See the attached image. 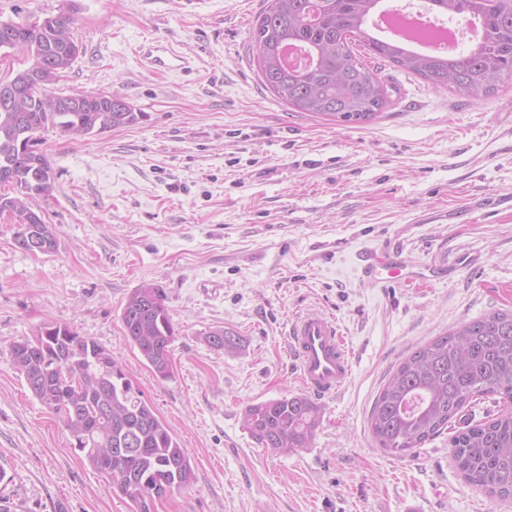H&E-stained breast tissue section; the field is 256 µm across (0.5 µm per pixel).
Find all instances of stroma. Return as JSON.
<instances>
[{
  "label": "stroma",
  "mask_w": 512,
  "mask_h": 512,
  "mask_svg": "<svg viewBox=\"0 0 512 512\" xmlns=\"http://www.w3.org/2000/svg\"><path fill=\"white\" fill-rule=\"evenodd\" d=\"M82 52L56 92L111 93L139 124L71 139L40 131L55 171L38 205L57 249L16 248L0 219V495L11 512H130L81 459L9 359L47 321L102 344L188 452L190 490L154 512H512L458 472L447 435L405 456L369 416L428 339L512 311V85L473 97L388 62L390 106L361 127L296 112L260 82L252 27L267 0H77ZM172 40L193 71L149 73ZM397 257L419 287L390 281ZM163 288L178 331L158 379L125 338L130 293ZM333 316L353 369L321 400L310 447L283 455L244 430L249 405L303 394L288 349L304 311ZM221 328L234 353L204 341Z\"/></svg>",
  "instance_id": "35a3bbf8"
}]
</instances>
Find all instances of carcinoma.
<instances>
[{
	"label": "carcinoma",
	"mask_w": 512,
	"mask_h": 512,
	"mask_svg": "<svg viewBox=\"0 0 512 512\" xmlns=\"http://www.w3.org/2000/svg\"><path fill=\"white\" fill-rule=\"evenodd\" d=\"M430 2L450 19L477 25L481 38L475 46L439 56L407 49L402 35L379 40L367 33L379 0H269L253 26L260 81L298 112L353 126L371 122L390 104L387 86L356 57L358 40L373 55L438 88L478 97L512 82V0ZM76 11L68 7L42 23L27 24L15 45L26 54L22 69L41 71L52 85L72 67L63 39L70 36ZM289 46L302 50L311 63L302 68L285 64ZM83 97L88 104L66 108L40 89L26 96L22 112L0 104V207H14L13 240L23 251L30 241L39 243L44 254L56 249L51 225L34 210L55 182L37 133L51 127L73 138L101 135L145 118L115 95ZM121 320L124 335L146 365L156 377L168 378L176 329L163 289L151 283L135 289ZM37 336V346L27 345L26 337L13 342L11 367L63 423L88 465L99 473L112 470V489L130 501L132 512H152L155 500L190 489L195 478L191 458L106 348L65 323H45ZM205 341L216 351L241 348L240 337L224 329L207 332ZM62 367L79 383L61 381ZM488 395L502 399L498 415L466 425L449 444L467 482L491 497L512 498V313L463 323L408 355L376 398L370 431L382 450L407 455L447 430L465 406ZM319 422L320 409L299 395L252 404L243 415L251 438L280 454L309 447Z\"/></svg>",
	"instance_id": "carcinoma-1"
}]
</instances>
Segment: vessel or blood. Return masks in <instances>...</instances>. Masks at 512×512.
<instances>
[{
	"mask_svg": "<svg viewBox=\"0 0 512 512\" xmlns=\"http://www.w3.org/2000/svg\"><path fill=\"white\" fill-rule=\"evenodd\" d=\"M140 56L148 70H186L187 58L180 56L172 42L151 41L141 46ZM290 345L298 362L302 384L317 396H328L349 377L350 354L333 317L319 312L300 316L290 327Z\"/></svg>",
	"mask_w": 512,
	"mask_h": 512,
	"instance_id": "b4317fda",
	"label": "vessel or blood"
}]
</instances>
